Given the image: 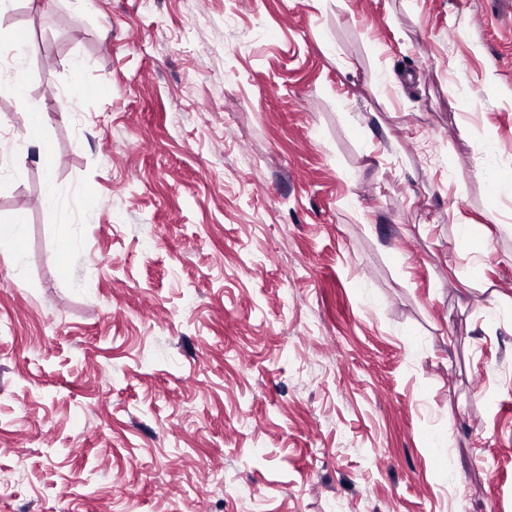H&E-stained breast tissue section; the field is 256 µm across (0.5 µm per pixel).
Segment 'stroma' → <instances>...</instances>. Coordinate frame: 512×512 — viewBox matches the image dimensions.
I'll use <instances>...</instances> for the list:
<instances>
[{
    "label": "stroma",
    "mask_w": 512,
    "mask_h": 512,
    "mask_svg": "<svg viewBox=\"0 0 512 512\" xmlns=\"http://www.w3.org/2000/svg\"><path fill=\"white\" fill-rule=\"evenodd\" d=\"M0 32L51 116L0 90V512H512V173L478 168L512 0H14ZM44 191L47 203L54 206L57 215V223L60 224L65 243L74 250L80 242L81 226L77 224V211L80 204L82 191L80 188L73 189L69 194L58 193L53 179L46 177Z\"/></svg>",
    "instance_id": "stroma-1"
}]
</instances>
